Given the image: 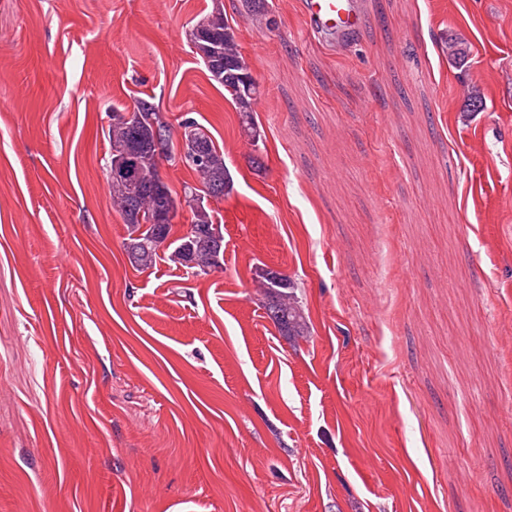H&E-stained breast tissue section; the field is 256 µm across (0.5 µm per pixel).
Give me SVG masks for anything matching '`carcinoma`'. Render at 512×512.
Masks as SVG:
<instances>
[{"instance_id": "obj_1", "label": "carcinoma", "mask_w": 512, "mask_h": 512, "mask_svg": "<svg viewBox=\"0 0 512 512\" xmlns=\"http://www.w3.org/2000/svg\"><path fill=\"white\" fill-rule=\"evenodd\" d=\"M201 21L216 36V41L206 43L203 62L213 80L224 87L240 112L244 131L254 144L258 143L259 132L253 121V104L258 93V84L243 59L239 45L227 20L224 10L217 7L206 14ZM135 111L144 114L143 121L132 126L123 120L122 113H112V124L109 125L107 137L110 152L123 154L130 144L137 140L141 148L136 156L139 163L132 165L127 177L110 183L112 203L119 209L124 222L129 227V237L125 243L126 252L132 266L147 269L159 258V250L171 232L169 224L153 223L155 199L149 193L139 195L136 208H131V194L134 187V173L152 165L149 156L150 137L152 136L151 120L158 118V113L146 100L138 102ZM193 132L184 133V138L191 146H203L206 160L191 170L197 175L201 189L184 185V194L198 192L203 196L213 190L226 194L232 189V177L224 161V151L215 146L210 136L195 122H190ZM192 214L190 229L184 236L176 240L169 260L192 270L199 275L208 274L211 268H219L217 257L224 256L218 249L215 232L221 225L214 222V216L206 208L190 207ZM255 282L263 295V306L267 316L278 330L285 336H306L309 326L305 310L294 291V284L287 276L258 267L255 270Z\"/></svg>"}]
</instances>
